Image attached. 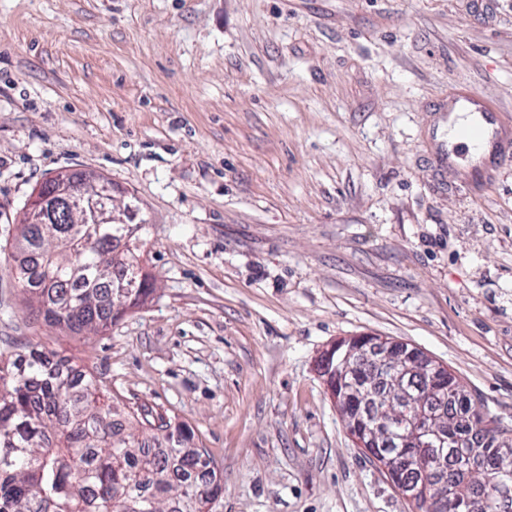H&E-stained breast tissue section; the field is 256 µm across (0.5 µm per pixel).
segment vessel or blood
<instances>
[{"instance_id":"obj_1","label":"vessel or blood","mask_w":512,"mask_h":512,"mask_svg":"<svg viewBox=\"0 0 512 512\" xmlns=\"http://www.w3.org/2000/svg\"><path fill=\"white\" fill-rule=\"evenodd\" d=\"M449 112H466L473 118L471 126L460 131V140L471 143L476 158L466 171L470 180H481L487 176L488 166H503L512 163V129L501 121L500 112L490 109L484 99L477 95L456 98L448 106Z\"/></svg>"}]
</instances>
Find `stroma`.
I'll list each match as a JSON object with an SVG mask.
<instances>
[{
  "instance_id": "obj_1",
  "label": "stroma",
  "mask_w": 512,
  "mask_h": 512,
  "mask_svg": "<svg viewBox=\"0 0 512 512\" xmlns=\"http://www.w3.org/2000/svg\"><path fill=\"white\" fill-rule=\"evenodd\" d=\"M461 91L512 118V0H0V352L182 425L219 512H415L319 360L409 344L512 429V164L430 159ZM84 169L136 197L154 282L95 334L11 273L33 189Z\"/></svg>"
}]
</instances>
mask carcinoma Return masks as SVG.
I'll return each mask as SVG.
<instances>
[{"label": "carcinoma", "instance_id": "1", "mask_svg": "<svg viewBox=\"0 0 512 512\" xmlns=\"http://www.w3.org/2000/svg\"><path fill=\"white\" fill-rule=\"evenodd\" d=\"M136 231L122 226L85 237L74 224H22L14 275L37 317L72 331H96L140 307L152 291L141 252L120 250ZM141 287L112 298V280ZM415 392L429 406L448 408L446 431L489 450L490 473L467 476L448 467V489L479 498L476 512H497L492 453L498 428L489 415L458 408L452 392ZM105 399L83 373L63 369L34 345L0 353V512H217L221 476L200 463L181 426Z\"/></svg>", "mask_w": 512, "mask_h": 512}]
</instances>
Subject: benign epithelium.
<instances>
[{"label": "benign epithelium", "instance_id": "1", "mask_svg": "<svg viewBox=\"0 0 512 512\" xmlns=\"http://www.w3.org/2000/svg\"><path fill=\"white\" fill-rule=\"evenodd\" d=\"M54 191L43 196L29 206L30 224H46L47 211L66 208L69 222L87 223L86 214L92 213L94 224H126L135 211L129 201L128 193L118 186L107 187L100 176L84 171L78 178L65 172L53 178ZM365 341L350 348L342 356L336 379L328 388L336 393V399H358L367 401V389L355 378L354 369L358 356L364 353ZM377 353L379 379L389 380L393 384L389 396V405H397L402 411L391 413L380 410L367 417L361 409L348 414V429L354 433L359 447L370 453L373 461L383 469L398 492L413 504L442 505L448 502V493L442 485H431L425 479L429 465L443 467L446 464L443 448L447 446V437L441 432L443 412L428 408L418 409L414 420L407 413L415 406V396L411 394L409 382L413 375L427 377L430 384L436 385L448 380V371L426 358L420 351L404 344L374 340L370 342ZM376 420L372 427L366 425ZM394 425L405 428L398 436L400 449L393 453H382L380 449L391 444L393 435L390 429ZM479 449L465 448L454 457L455 466L461 470H477Z\"/></svg>", "mask_w": 512, "mask_h": 512}]
</instances>
